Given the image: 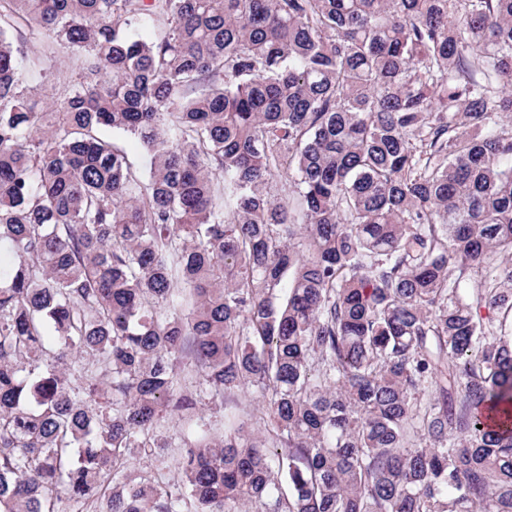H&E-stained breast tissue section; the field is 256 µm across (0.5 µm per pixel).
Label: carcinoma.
<instances>
[{
    "label": "carcinoma",
    "mask_w": 512,
    "mask_h": 512,
    "mask_svg": "<svg viewBox=\"0 0 512 512\" xmlns=\"http://www.w3.org/2000/svg\"><path fill=\"white\" fill-rule=\"evenodd\" d=\"M505 87L512 0H0V512H512ZM258 407L257 400L254 395L249 392H235L224 396V408L211 407L205 409L203 414L204 418L212 423L220 425L224 422V413L236 414L245 419H250L251 415L255 413Z\"/></svg>",
    "instance_id": "obj_1"
}]
</instances>
